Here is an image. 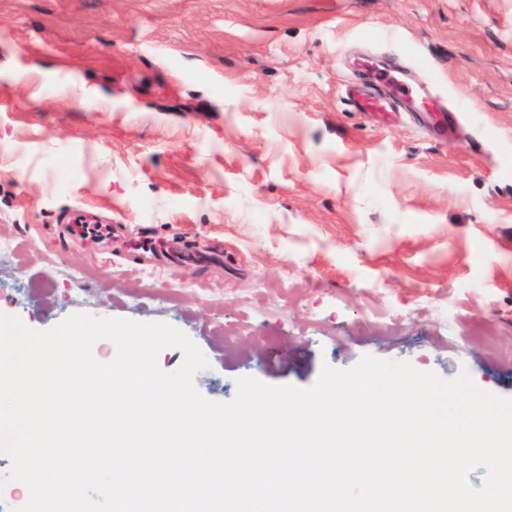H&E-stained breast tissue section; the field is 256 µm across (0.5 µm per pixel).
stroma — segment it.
Returning <instances> with one entry per match:
<instances>
[{
	"label": "stroma",
	"instance_id": "1",
	"mask_svg": "<svg viewBox=\"0 0 512 512\" xmlns=\"http://www.w3.org/2000/svg\"><path fill=\"white\" fill-rule=\"evenodd\" d=\"M357 50L453 138L354 111ZM0 237V313L169 323L213 401L365 355L512 397V0H0ZM144 237L229 262L145 266ZM86 223L84 220H77L75 215L69 225L72 236L93 242L104 241L111 237L112 227L110 225Z\"/></svg>",
	"mask_w": 512,
	"mask_h": 512
}]
</instances>
